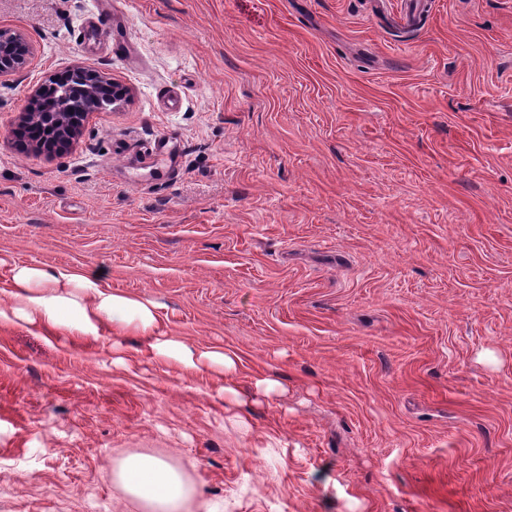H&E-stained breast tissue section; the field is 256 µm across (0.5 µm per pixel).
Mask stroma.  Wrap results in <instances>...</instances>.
Returning a JSON list of instances; mask_svg holds the SVG:
<instances>
[{
    "mask_svg": "<svg viewBox=\"0 0 512 512\" xmlns=\"http://www.w3.org/2000/svg\"><path fill=\"white\" fill-rule=\"evenodd\" d=\"M100 2L0 0V286L99 274L241 395L0 322V512H143L132 454L184 512H512V0H112L104 39ZM77 68L129 97L19 149ZM14 43H25L24 37L20 32L10 29H0V79L2 77L12 74L17 69H20L24 62V56L14 59H9V52ZM26 44V43H25ZM82 120L70 118L67 114L61 115L46 129L48 135H43L46 139H49L46 146L42 145L44 139L39 140L36 138L29 142L40 143L41 145L35 144L36 148L49 154L61 153L80 136ZM115 478L124 491L148 512H182L191 494L183 473L158 456H130L123 459Z\"/></svg>",
    "mask_w": 512,
    "mask_h": 512,
    "instance_id": "1",
    "label": "stroma"
}]
</instances>
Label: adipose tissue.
<instances>
[{
  "mask_svg": "<svg viewBox=\"0 0 512 512\" xmlns=\"http://www.w3.org/2000/svg\"><path fill=\"white\" fill-rule=\"evenodd\" d=\"M7 294L14 317L38 327L45 338L65 331L96 340L105 328L117 336L132 329L147 341L156 363L176 362L191 371H214L223 376L225 392L236 391L233 353L220 347L194 348L163 334L155 303L112 291L97 275L69 268L50 271L36 263H21L10 270ZM115 478L145 512H182L191 493L182 472L153 455L123 459Z\"/></svg>",
  "mask_w": 512,
  "mask_h": 512,
  "instance_id": "adipose-tissue-1",
  "label": "adipose tissue"
}]
</instances>
